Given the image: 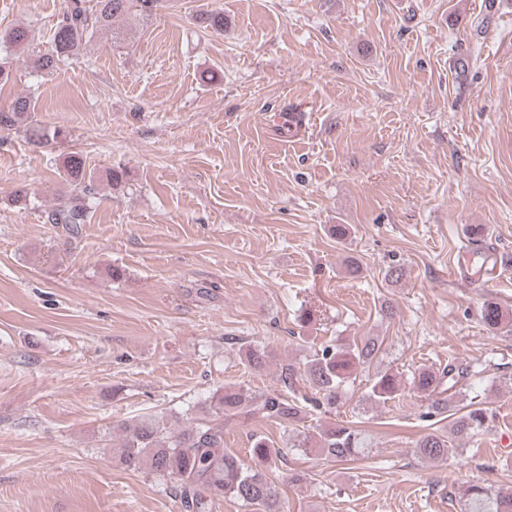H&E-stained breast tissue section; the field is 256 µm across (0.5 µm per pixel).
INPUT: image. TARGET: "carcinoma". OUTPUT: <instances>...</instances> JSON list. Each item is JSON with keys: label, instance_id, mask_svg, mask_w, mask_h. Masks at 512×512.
<instances>
[{"label": "carcinoma", "instance_id": "cac0c4a2", "mask_svg": "<svg viewBox=\"0 0 512 512\" xmlns=\"http://www.w3.org/2000/svg\"><path fill=\"white\" fill-rule=\"evenodd\" d=\"M163 0H67L49 46L32 53L33 68L41 74H51L74 59L83 43L100 30L112 27L121 18L151 20L162 7ZM204 28L224 31V13L210 11L198 17ZM31 46L29 30L23 26L0 30V48L26 49ZM37 98L32 95L15 98L10 107L0 110V129L24 128L35 145L49 138L67 137L57 128L48 134L36 112ZM64 180L73 187L71 200L51 212L54 224H63L73 232L86 223L94 195L92 180L87 178L83 158L74 153L64 164ZM485 325L493 331L512 332V322L495 302H487L481 311ZM380 344L367 338L359 344L336 342L315 351L301 366L282 367L284 387L293 388L302 381L311 389L308 396L296 403L278 391L251 393L240 385L226 386L212 396L211 419H200L188 429L175 434L163 420L144 416L136 423L121 425L124 444L117 463L127 469L148 470L172 477L179 482L180 498L185 512H211L215 502L232 499L245 506H257L261 512H285L278 493L269 483L265 468L282 458L277 443L265 436L252 439L250 462L224 449V418L239 414H258L284 426L303 420L306 410L332 417L346 402V385L358 366L370 363L379 353ZM268 354L263 348L246 352L248 366L261 371ZM480 371L455 360L441 369L430 367L415 370L413 388L427 403L422 417L430 419L448 412L453 414L451 434L429 432L415 445L416 454L428 458H446L453 450V441L471 438L489 428V414L482 402L469 396L474 378ZM401 391L398 375L386 371L371 380L366 400L384 404ZM293 447L328 456L338 461H355L370 453L368 434L341 422H329L325 427L297 436ZM456 496L464 512H512V495H501L479 483L463 481Z\"/></svg>", "mask_w": 512, "mask_h": 512}]
</instances>
